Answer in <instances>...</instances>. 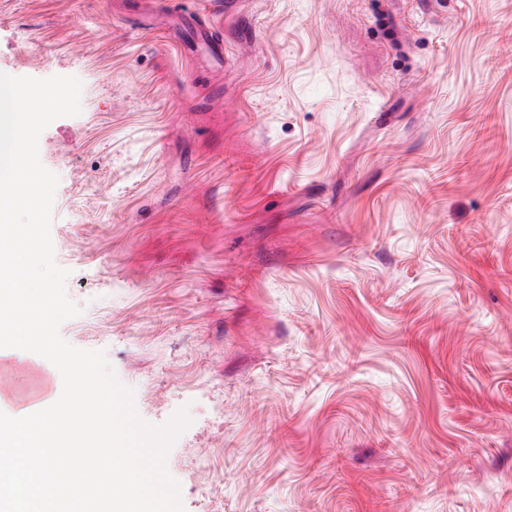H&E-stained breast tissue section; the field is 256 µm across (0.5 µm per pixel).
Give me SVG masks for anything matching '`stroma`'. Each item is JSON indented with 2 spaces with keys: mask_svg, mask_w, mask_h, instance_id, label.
Returning <instances> with one entry per match:
<instances>
[{
  "mask_svg": "<svg viewBox=\"0 0 512 512\" xmlns=\"http://www.w3.org/2000/svg\"><path fill=\"white\" fill-rule=\"evenodd\" d=\"M1 72L184 512H512V0H0Z\"/></svg>",
  "mask_w": 512,
  "mask_h": 512,
  "instance_id": "obj_1",
  "label": "stroma"
}]
</instances>
